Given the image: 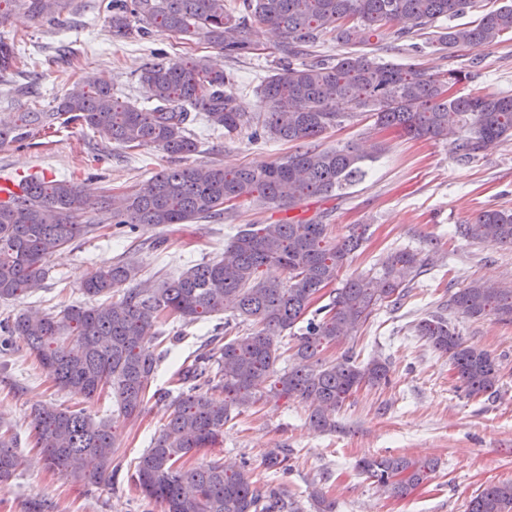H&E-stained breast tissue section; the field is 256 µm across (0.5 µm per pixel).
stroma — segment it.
<instances>
[{"mask_svg": "<svg viewBox=\"0 0 512 512\" xmlns=\"http://www.w3.org/2000/svg\"><path fill=\"white\" fill-rule=\"evenodd\" d=\"M14 37L23 41L28 71L13 75L12 81L36 82L44 109L54 106L80 77L103 69L119 101L142 102L148 92L136 73L144 63L164 57L223 69L240 111L259 115L267 109L260 84L280 71L284 60L279 37L258 24L252 28V53L238 59L226 57L199 36L118 38L99 12L98 0H70L57 22L36 23L23 9L12 8L8 22L0 25V38ZM376 55L432 72L469 71V79L455 88L460 96L512 95L508 33L497 44L452 54L435 51L422 36L399 40L389 34L378 43ZM189 130L198 142L197 151L173 158L152 146L131 150L113 143L103 148L72 125L21 146L0 147V179L73 174L94 193H130L144 190L165 169L213 164L258 168L293 151L283 141L251 139L246 130L230 137L211 132L200 119ZM315 144L322 149L352 144L370 153L365 178L342 195L312 197L290 212L233 202L225 204L221 220L144 228L133 238L114 224H100L48 259L49 276L42 288L0 302V321L22 310L53 312L84 302L83 279L120 259L139 267L137 287H154L194 264L217 258L238 230L252 224L320 215L335 239L352 225H366L365 241L342 277L369 274L393 249L416 251L431 258L432 265L410 283L399 309L377 307L354 338L323 348L320 357L330 361L352 352L362 364L375 357L386 360L389 383L360 388L337 411L335 427L327 430L309 425V407L302 398L257 403L225 425L223 443L194 452L186 465L193 468L218 459L245 468L257 488H279L304 512H314L310 496L315 492L335 501L336 512H466L470 499L487 484L512 481V322L494 314L477 321L451 319L468 345L488 351L499 362L496 392L478 397L465 395L448 358L415 336L412 326L447 300L449 288H463L474 280L512 286V248L455 232L456 225L481 210L512 209V141L463 161L446 142L408 138L376 126L370 113L360 112L328 129ZM217 326L229 339L258 329L229 311L187 328L166 320L168 339L157 348L160 361L153 384L158 395L135 421L120 414L106 396L87 402L60 389L22 339L0 348V424L16 437L25 460L15 478L0 484V512H25L32 500L40 502L42 512H160L134 483L136 461L166 420L162 394L176 393L179 369ZM39 405L83 408L113 424L119 450L112 482L87 488L45 466L30 427L31 410ZM273 452L285 457L286 473L268 470L266 459ZM385 455L435 458L439 467L408 495L390 497L356 467L362 458Z\"/></svg>", "mask_w": 512, "mask_h": 512, "instance_id": "obj_1", "label": "stroma"}]
</instances>
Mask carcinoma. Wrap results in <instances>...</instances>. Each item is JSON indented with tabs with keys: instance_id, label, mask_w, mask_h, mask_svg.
Returning <instances> with one entry per match:
<instances>
[{
	"instance_id": "obj_1",
	"label": "carcinoma",
	"mask_w": 512,
	"mask_h": 512,
	"mask_svg": "<svg viewBox=\"0 0 512 512\" xmlns=\"http://www.w3.org/2000/svg\"><path fill=\"white\" fill-rule=\"evenodd\" d=\"M33 20L61 13L68 0H8ZM248 13L237 16L225 0H108L106 21L116 37L143 39L157 32L203 35L226 56L252 50L251 23L268 27L282 38L283 53L292 59L305 54L324 33L341 43L361 46L332 59L293 63L261 85L268 110L256 120L255 137L293 143L295 152L261 169L199 166L174 168L155 175L144 192L94 196L65 180L29 177L24 195L0 201V300L24 297L42 285L47 261L56 251L91 232L96 224L84 214L93 209L114 224L159 227L187 224L224 214V204L242 201L294 210L307 198L335 196L361 181L370 159L353 146L320 149L312 142L352 112L373 113L376 123L415 138L447 141L463 160L512 139V95L453 96L452 86L468 77L462 70L431 73L425 69L377 60L362 47L386 36L400 24L397 37L426 34L429 44L450 53L482 48L512 33V4L484 13L478 20L456 25L475 0H243ZM21 62L14 45L0 40V77ZM139 83L150 91L149 104H122L112 85L89 76L67 90L57 105L31 106L0 119V147L23 144L56 123L78 124L104 141L129 148L152 145L186 155L197 143L187 133L193 112L230 136L251 124L239 112L224 70L191 61L144 64ZM460 234L512 247V210L486 209L459 225ZM364 230L354 226L332 242L322 217L263 224L242 229L224 247L219 261L195 264L156 288H131L115 302L70 305L53 313L21 312L0 323L7 346L22 339L63 390L91 401L109 390L128 419L139 417L154 381L158 357L150 343L166 312L193 324L224 313L260 325V330L198 349L183 367L179 393L167 404L166 423L137 464L135 483L144 498L162 512H302L296 502L271 489L254 487L243 469L224 467L219 459L184 469L183 458L222 441L224 425L265 396H299L309 403V422L318 428L335 425L336 409L363 385L389 382V367L373 359L358 364L351 355L331 363L316 359L324 344L347 339L371 316L376 306L397 309L408 284L430 265L418 253L398 249L378 262L375 275L339 280ZM288 272L286 282L264 280L263 266ZM139 268L118 261L99 268L81 283L90 299L112 294L136 280ZM339 284L329 304L305 314L320 290ZM448 311L479 320L494 313L512 319V288L473 282L448 289ZM306 321L297 337L296 363L276 374L278 338ZM417 335L448 356L467 396L492 393L500 381L499 365L483 350L466 345L455 325L441 312L421 318ZM35 447L49 469L85 485L112 481L118 452L111 425L82 411L43 407L31 413ZM23 466L13 436L0 433V482ZM358 468L384 492L403 497L428 480L432 460L368 457ZM467 512H512V482L483 488L468 502Z\"/></svg>"
}]
</instances>
